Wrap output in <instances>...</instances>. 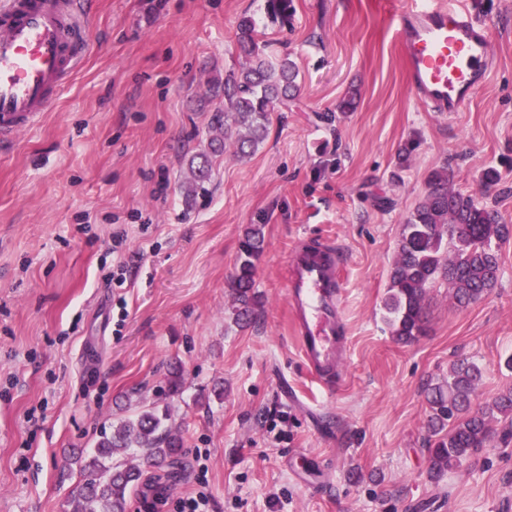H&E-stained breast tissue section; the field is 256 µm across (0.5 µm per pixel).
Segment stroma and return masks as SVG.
<instances>
[{"label": "stroma", "instance_id": "obj_1", "mask_svg": "<svg viewBox=\"0 0 512 512\" xmlns=\"http://www.w3.org/2000/svg\"><path fill=\"white\" fill-rule=\"evenodd\" d=\"M93 2L84 69L0 149V512H67L81 476L66 460L151 407L168 410L184 469H145L127 512H178L200 473L210 512H512L511 424L493 422L490 444L439 481L426 452V389L458 359L483 370L474 404L512 388V238L481 300L428 288L418 341L397 343L383 306L433 170L473 192L498 168L492 196L512 225V0H475L493 17L494 69L449 114L411 94L394 0H294L285 26L265 0ZM245 13L299 89L251 157L225 146L189 198L190 158L220 137L212 88L239 64ZM353 89L354 110L339 113ZM253 224L261 304L242 328L229 284ZM304 237L343 252L350 352L328 386L304 364L286 302ZM122 263L126 282L108 286Z\"/></svg>", "mask_w": 512, "mask_h": 512}]
</instances>
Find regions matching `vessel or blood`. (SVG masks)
I'll return each instance as SVG.
<instances>
[{
  "label": "vessel or blood",
  "mask_w": 512,
  "mask_h": 512,
  "mask_svg": "<svg viewBox=\"0 0 512 512\" xmlns=\"http://www.w3.org/2000/svg\"><path fill=\"white\" fill-rule=\"evenodd\" d=\"M89 0H0V144L38 125L88 54ZM391 25L415 95L434 112L461 111L493 62L490 24L466 0H401ZM331 241L301 239L287 267V304L300 354L319 381L334 380L348 352Z\"/></svg>",
  "instance_id": "vessel-or-blood-1"
}]
</instances>
